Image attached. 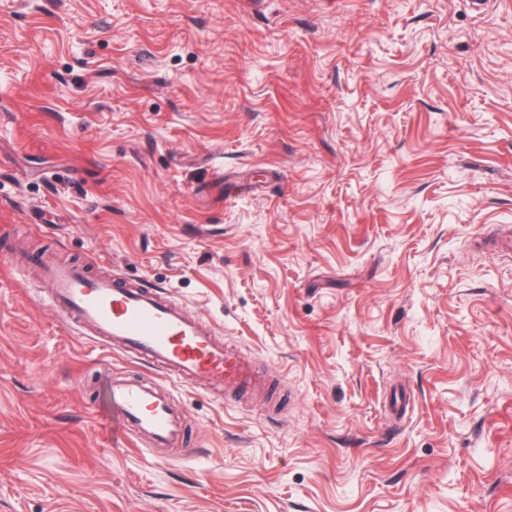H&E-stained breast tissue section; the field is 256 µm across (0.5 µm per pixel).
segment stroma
I'll use <instances>...</instances> for the list:
<instances>
[{
  "label": "stroma",
  "instance_id": "1",
  "mask_svg": "<svg viewBox=\"0 0 512 512\" xmlns=\"http://www.w3.org/2000/svg\"><path fill=\"white\" fill-rule=\"evenodd\" d=\"M2 225L280 402L172 380L194 456L122 434L155 370L0 256V512H512V0H0Z\"/></svg>",
  "mask_w": 512,
  "mask_h": 512
}]
</instances>
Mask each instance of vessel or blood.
Wrapping results in <instances>:
<instances>
[{"label":"vessel or blood","instance_id":"b4317fda","mask_svg":"<svg viewBox=\"0 0 512 512\" xmlns=\"http://www.w3.org/2000/svg\"><path fill=\"white\" fill-rule=\"evenodd\" d=\"M34 264L50 288L52 306L96 343L120 347L170 378L200 384L230 402L268 395V382L249 356L225 347L210 327L157 287L94 275L82 264L47 258ZM110 399L125 433L152 448L184 446L186 425L164 384L117 376Z\"/></svg>","mask_w":512,"mask_h":512}]
</instances>
